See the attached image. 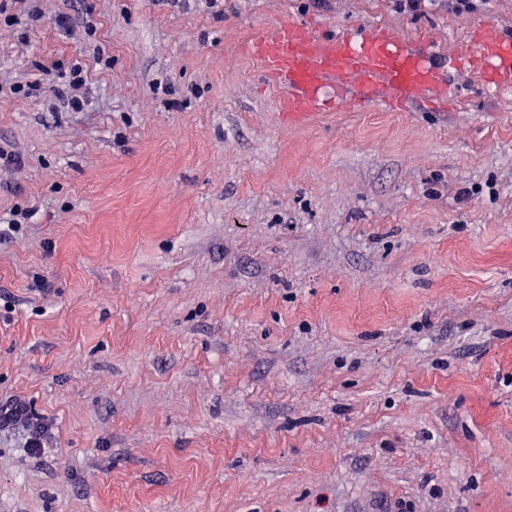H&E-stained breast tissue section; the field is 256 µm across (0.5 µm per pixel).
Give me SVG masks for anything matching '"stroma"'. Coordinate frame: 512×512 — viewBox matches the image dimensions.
<instances>
[{"label": "stroma", "instance_id": "stroma-1", "mask_svg": "<svg viewBox=\"0 0 512 512\" xmlns=\"http://www.w3.org/2000/svg\"><path fill=\"white\" fill-rule=\"evenodd\" d=\"M0 26V512H512V90L303 120L252 29L464 49L512 0H39ZM68 16V28L57 24ZM112 58L96 66L99 49ZM79 57L80 94L12 85ZM493 0H392L395 12L415 15L425 8H436L454 15L475 14L489 8ZM53 429V420L35 414L24 397H10L0 405V432L24 433L25 446L31 454L41 455L45 448H49L54 437Z\"/></svg>", "mask_w": 512, "mask_h": 512}]
</instances>
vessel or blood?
Listing matches in <instances>:
<instances>
[{"instance_id":"1","label":"vessel or blood","mask_w":512,"mask_h":512,"mask_svg":"<svg viewBox=\"0 0 512 512\" xmlns=\"http://www.w3.org/2000/svg\"><path fill=\"white\" fill-rule=\"evenodd\" d=\"M470 43L444 58L431 43H406L381 24L327 33L295 20L255 32L249 50L261 64L260 80L286 88L282 111L304 119L348 101L403 110L427 93L444 109L454 102L450 75L461 68L489 85H512V34L484 29Z\"/></svg>"}]
</instances>
